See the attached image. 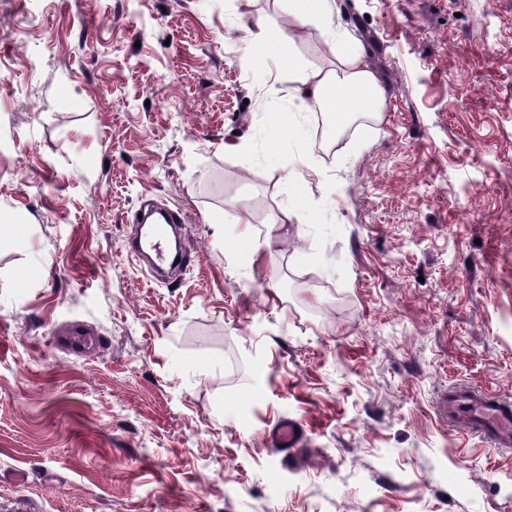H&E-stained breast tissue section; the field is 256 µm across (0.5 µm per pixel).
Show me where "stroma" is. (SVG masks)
Returning <instances> with one entry per match:
<instances>
[{"mask_svg": "<svg viewBox=\"0 0 512 512\" xmlns=\"http://www.w3.org/2000/svg\"><path fill=\"white\" fill-rule=\"evenodd\" d=\"M328 6L384 104L318 136L280 119L321 26L243 62L286 0H0V512H512V447L445 408L512 401V0ZM184 223L178 212H168L164 215V224H157L154 234L148 242L139 239L129 245L131 255L148 254L155 268H162L165 265H173L175 262L182 263L184 255L179 251L173 255L168 245V228H182ZM267 440L269 446L286 451L302 448L307 440L306 429L296 419H281L268 431Z\"/></svg>", "mask_w": 512, "mask_h": 512, "instance_id": "obj_1", "label": "stroma"}]
</instances>
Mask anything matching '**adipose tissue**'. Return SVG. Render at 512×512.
Here are the masks:
<instances>
[{
  "mask_svg": "<svg viewBox=\"0 0 512 512\" xmlns=\"http://www.w3.org/2000/svg\"><path fill=\"white\" fill-rule=\"evenodd\" d=\"M325 0H288L291 24L287 27H272L263 21H256L254 47L272 58L278 66L292 65L291 45L294 29L317 24L324 19ZM337 63L331 69H313L306 72L298 87L296 98L301 108H321L338 114V127H345L350 121L362 116L380 112L384 94L373 71L364 63L359 48L344 36H337ZM344 90V98L327 101V89Z\"/></svg>",
  "mask_w": 512,
  "mask_h": 512,
  "instance_id": "obj_1",
  "label": "adipose tissue"
}]
</instances>
